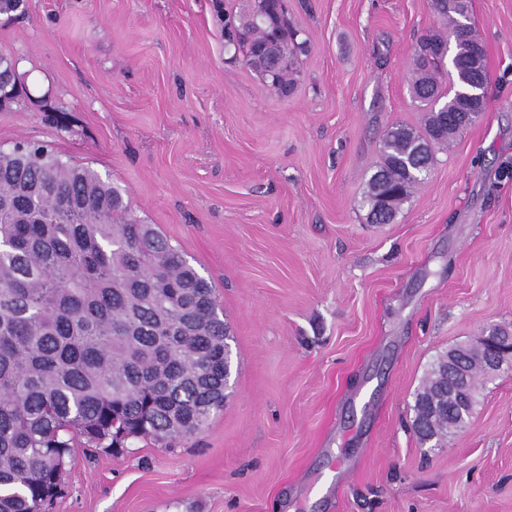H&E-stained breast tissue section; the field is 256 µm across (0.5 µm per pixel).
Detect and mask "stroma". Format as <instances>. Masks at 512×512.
<instances>
[{
    "mask_svg": "<svg viewBox=\"0 0 512 512\" xmlns=\"http://www.w3.org/2000/svg\"><path fill=\"white\" fill-rule=\"evenodd\" d=\"M242 5L0 14L29 90L0 112V145L51 143L122 189L211 283L231 336L224 406L201 432L75 449L46 512H512V368L479 380L443 445L412 427L439 354L512 330V0H472L485 110L389 224L362 199L386 131L422 125L410 77L442 23L431 0H288L310 50L285 97L224 46Z\"/></svg>",
    "mask_w": 512,
    "mask_h": 512,
    "instance_id": "35a3bbf8",
    "label": "stroma"
}]
</instances>
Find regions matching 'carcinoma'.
<instances>
[{"label": "carcinoma", "instance_id": "1", "mask_svg": "<svg viewBox=\"0 0 512 512\" xmlns=\"http://www.w3.org/2000/svg\"><path fill=\"white\" fill-rule=\"evenodd\" d=\"M470 0H432L444 30L424 35L411 79L425 112L420 131L387 130L363 204L392 222L435 163V152L484 107L465 105L487 84L485 47ZM227 42L279 95L296 86L294 60L309 51L282 0H249ZM277 45L276 56L264 49ZM451 57L454 77L439 81ZM227 326L212 285L122 191L49 145L0 148V512H43L77 443L118 453L152 438L166 448L198 432L224 406ZM466 357L469 388L448 389V356ZM487 372L472 344L431 364L415 397L413 427L440 443L467 425Z\"/></svg>", "mask_w": 512, "mask_h": 512}]
</instances>
